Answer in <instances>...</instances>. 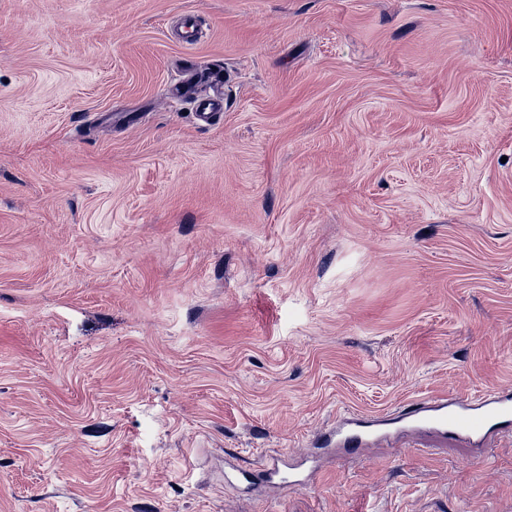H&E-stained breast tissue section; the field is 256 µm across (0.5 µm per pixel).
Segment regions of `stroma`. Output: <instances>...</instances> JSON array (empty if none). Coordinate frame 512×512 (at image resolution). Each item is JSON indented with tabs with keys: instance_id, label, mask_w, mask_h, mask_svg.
Segmentation results:
<instances>
[{
	"instance_id": "35a3bbf8",
	"label": "stroma",
	"mask_w": 512,
	"mask_h": 512,
	"mask_svg": "<svg viewBox=\"0 0 512 512\" xmlns=\"http://www.w3.org/2000/svg\"><path fill=\"white\" fill-rule=\"evenodd\" d=\"M497 387L512 0H0V512H512V428L321 444ZM223 110L224 97L219 93L196 101V114L203 123L209 124ZM369 421L359 417H350L341 420L336 429L325 433L326 444H336L338 448H358L365 442V428L370 427Z\"/></svg>"
}]
</instances>
